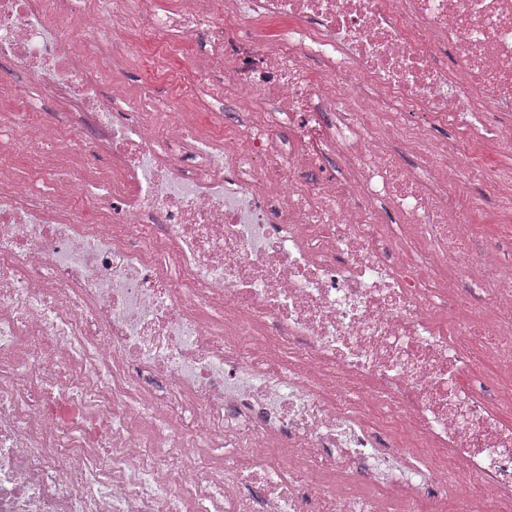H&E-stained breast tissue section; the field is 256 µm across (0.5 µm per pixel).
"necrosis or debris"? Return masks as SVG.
Segmentation results:
<instances>
[{"instance_id":"necrosis-or-debris-1","label":"necrosis or debris","mask_w":512,"mask_h":512,"mask_svg":"<svg viewBox=\"0 0 512 512\" xmlns=\"http://www.w3.org/2000/svg\"><path fill=\"white\" fill-rule=\"evenodd\" d=\"M152 3L0 0V512H512V250L459 191L512 145V0ZM150 51V47L143 44L140 58L133 59L121 73L126 88L140 103V112H154L152 91L147 87L143 73V64Z\"/></svg>"}]
</instances>
